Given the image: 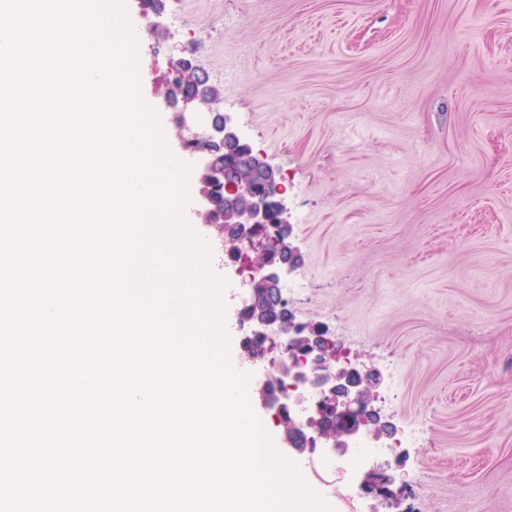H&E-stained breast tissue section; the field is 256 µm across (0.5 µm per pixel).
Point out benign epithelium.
<instances>
[{
	"mask_svg": "<svg viewBox=\"0 0 512 512\" xmlns=\"http://www.w3.org/2000/svg\"><path fill=\"white\" fill-rule=\"evenodd\" d=\"M142 15L152 13L156 21L150 24V31L170 42V54L178 62L192 61L191 52L158 22L163 7L146 8L144 0H135ZM183 106L176 119V139L182 151L200 153L203 162L198 169L199 209L197 218L212 229L224 253L234 256L229 243L237 236L244 238L243 254L266 257L259 269L262 287L249 283L248 296L237 312L242 319L245 312L260 305L280 306L285 302L282 293L283 278L298 268L295 256L283 251L281 237L287 231L288 209L285 203V189L281 182L274 181L275 171L259 161L254 167L246 168L249 183L238 182L243 166L237 161L238 148L243 139L236 131L229 113L211 112L198 105L196 99L182 100ZM224 185V196L236 202L231 214L232 226L224 227V216L216 212L213 188ZM255 337H269V345L278 347L287 354L302 339L301 328H284L271 323L262 324L253 330ZM329 338L316 336L310 348L299 361L290 360L280 373L283 391L269 388V379L256 383V400L259 406L277 417L288 413L289 428L282 431L284 447L291 453L297 447L312 442L307 433L320 425L329 427L340 420L349 421L347 430L336 438L317 436L323 448L343 457L352 451V445L361 434H371L379 443L385 444L394 435L390 423L381 419L374 406L377 391L382 385L379 371L348 361L331 363L325 358V347Z\"/></svg>",
	"mask_w": 512,
	"mask_h": 512,
	"instance_id": "1",
	"label": "benign epithelium"
}]
</instances>
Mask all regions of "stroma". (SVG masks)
Returning a JSON list of instances; mask_svg holds the SVG:
<instances>
[{
	"mask_svg": "<svg viewBox=\"0 0 512 512\" xmlns=\"http://www.w3.org/2000/svg\"><path fill=\"white\" fill-rule=\"evenodd\" d=\"M176 40L280 177L297 321L383 378L399 463L358 512H512V0H163ZM140 90L169 61L135 0ZM225 282L211 229L186 214Z\"/></svg>",
	"mask_w": 512,
	"mask_h": 512,
	"instance_id": "1",
	"label": "stroma"
}]
</instances>
